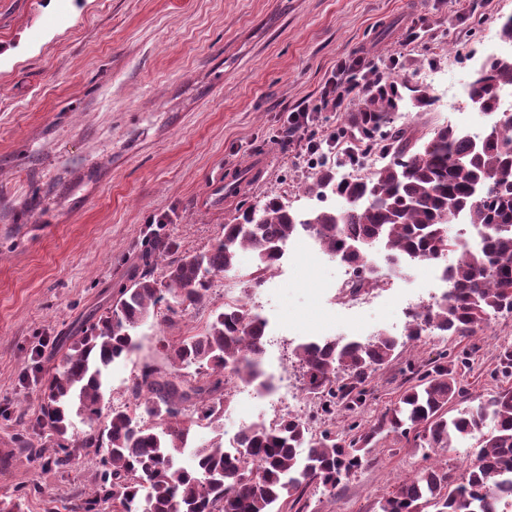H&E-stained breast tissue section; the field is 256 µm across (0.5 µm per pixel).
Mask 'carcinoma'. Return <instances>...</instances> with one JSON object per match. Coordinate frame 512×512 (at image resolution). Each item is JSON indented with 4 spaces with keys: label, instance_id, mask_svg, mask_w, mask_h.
Listing matches in <instances>:
<instances>
[{
    "label": "carcinoma",
    "instance_id": "cac0c4a2",
    "mask_svg": "<svg viewBox=\"0 0 512 512\" xmlns=\"http://www.w3.org/2000/svg\"><path fill=\"white\" fill-rule=\"evenodd\" d=\"M361 96L337 135L377 143L390 162L361 181L336 179L322 160L303 191L322 200L334 194L340 208H316L301 216L280 195H271L206 250H180L175 238L156 237L129 283L112 305L88 321L61 355L48 379L37 416L53 439L55 462L63 466L70 445L101 455L84 512H278L297 504L311 486L334 490L371 462L383 434L398 433L415 448H450L478 440L477 460L454 479L429 466L398 484L380 501V512H507L512 507V387L472 400L462 384L465 359L442 353L416 376V383L372 424L352 421L346 434H319L297 416L278 423L250 424L236 447L218 432L206 445L180 458L196 427L219 428L236 389H269L261 358L266 324L244 300L227 301L196 333L167 349L177 370L151 361L139 364L130 388L134 407L104 410L110 367L129 361L141 348L137 330L151 317L173 325L180 313L207 304L213 277L236 269L238 253L250 250L256 264L244 275L257 286L282 255L288 238L310 233L320 249L352 270V287L378 284L367 247L383 246L390 262L441 261L458 243L448 224L458 215L484 229L482 246L443 269L451 287L443 301L412 314L403 339L376 334L364 341L334 339L299 345L294 355L303 386L325 397L322 410L341 402L354 415L364 405L363 386L429 328L473 337L497 314H512V113L478 140L442 125L423 142L416 131L393 121L404 108L427 112L432 98L404 81L377 82ZM512 84V55L486 65L471 83L469 105L494 112L496 89ZM161 277H156L157 266ZM496 372L512 376V345L496 355ZM468 405L459 408L457 403ZM84 414L88 430L74 440L72 413ZM306 449L300 459L299 449Z\"/></svg>",
    "mask_w": 512,
    "mask_h": 512
}]
</instances>
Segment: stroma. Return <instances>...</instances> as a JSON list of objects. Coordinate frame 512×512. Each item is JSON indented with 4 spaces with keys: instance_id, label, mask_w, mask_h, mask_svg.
I'll return each instance as SVG.
<instances>
[{
    "instance_id": "1",
    "label": "stroma",
    "mask_w": 512,
    "mask_h": 512,
    "mask_svg": "<svg viewBox=\"0 0 512 512\" xmlns=\"http://www.w3.org/2000/svg\"><path fill=\"white\" fill-rule=\"evenodd\" d=\"M463 4L468 15L450 22ZM421 17L424 36L408 42ZM510 17L512 0H0V448L15 451L12 465H0V498L21 497L23 512H65L90 488L98 456L75 448L57 467L35 418L60 355L112 304L154 231L201 252L252 204L308 181L304 151L276 136L289 112L320 100L341 58L400 50L394 75L408 81L467 71L474 49ZM444 46L449 56L439 55ZM451 121L483 127L487 117L463 102L410 124L427 136ZM218 180L236 193L215 190ZM370 257L393 287L342 305L345 268L319 248L285 255L258 288L240 280L255 263L241 251L236 275L214 278L209 306L185 310L175 326L140 329L137 359L113 366L105 405L129 402L137 360L167 366L166 346L231 293L267 320L265 371L288 396L235 393L225 431L288 414L317 432L346 431L344 409L318 414L296 346L341 333L403 336L404 307L438 291L428 263ZM510 343V313L469 339L428 332L367 380L361 422L413 385L407 364L426 367L444 350L470 351L463 384L470 397L490 394L504 383L497 350ZM476 451L472 440L423 451L391 433L355 477L331 492L309 488L280 512H379L399 482L434 464L460 477Z\"/></svg>"
}]
</instances>
